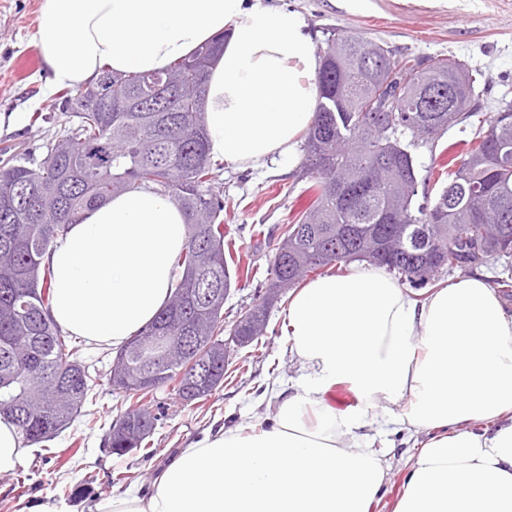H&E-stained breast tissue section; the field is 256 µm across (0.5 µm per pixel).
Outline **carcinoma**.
<instances>
[{
    "label": "carcinoma",
    "instance_id": "carcinoma-1",
    "mask_svg": "<svg viewBox=\"0 0 512 512\" xmlns=\"http://www.w3.org/2000/svg\"><path fill=\"white\" fill-rule=\"evenodd\" d=\"M318 47V106L303 144L308 202L290 209L266 289L292 288L327 266L369 261L416 288L443 269L512 254V104L489 119L486 132L440 152L447 181L418 204L411 148L432 142L468 112L476 79L464 64L440 56L397 60L383 45L325 32ZM223 41L152 73L104 69L96 80L68 89L47 109L70 112L65 130L37 167L0 149V415L25 439L56 436L81 412L97 377L80 360V346L50 316L52 271L45 255L79 214L135 186L175 200L187 224V244L175 257L169 298L144 329L116 352L111 387L132 400L110 431L108 447L124 455L142 447L159 420L144 403L162 386L185 404L207 399L224 382V292L252 274L224 241V202L214 193L204 118L209 70ZM394 73L396 109L385 129L373 111L374 66ZM194 80V102L178 84ZM447 103L429 101L435 85ZM440 252L424 269L415 238ZM272 303L263 300L234 321L241 336H260ZM149 336H171L185 361L147 363L132 348Z\"/></svg>",
    "mask_w": 512,
    "mask_h": 512
}]
</instances>
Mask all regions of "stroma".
Listing matches in <instances>:
<instances>
[{"label":"stroma","instance_id":"stroma-1","mask_svg":"<svg viewBox=\"0 0 512 512\" xmlns=\"http://www.w3.org/2000/svg\"><path fill=\"white\" fill-rule=\"evenodd\" d=\"M269 4L298 13L314 44L324 40L327 28L352 31L380 42L396 58L442 55L465 62L477 79L472 117L451 126L435 145L414 148L419 180L430 192L440 183L430 177L435 156L448 143L472 138L479 121L512 103V0H371L366 11L347 9L334 0H268ZM42 0H0V148L10 146L32 163H40L50 144L73 124L70 113L48 111L56 90L47 89L43 70L33 71L24 83L10 79L17 58L35 46ZM300 159L275 160L252 171L222 166L216 185L224 200V228L250 256L254 272L240 290L224 302L227 320L256 303L267 285V268L284 231V216L303 202L304 181L299 180ZM287 300L274 304L264 336L257 347L231 348L233 363L246 371L226 374L224 384L204 406L183 405L170 389H158L155 399L164 407L150 438L149 449L123 456L110 452L107 441L119 415L120 394L107 383L114 350L83 347L81 360L95 369L98 384L81 414L51 441L31 445L15 473L0 476V512H20L31 502L53 497L69 504L72 512H89L102 497L124 492L110 474L129 470L137 475L133 490L147 493L159 469L176 449L197 440L220 425L253 429L265 422V397L274 387L295 379L297 367L288 352L285 311ZM388 448L391 481L379 507H392L417 453L405 434L376 422Z\"/></svg>","mask_w":512,"mask_h":512}]
</instances>
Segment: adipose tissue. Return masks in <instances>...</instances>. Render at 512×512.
Returning a JSON list of instances; mask_svg holds the SVG:
<instances>
[{"label": "adipose tissue", "mask_w": 512, "mask_h": 512, "mask_svg": "<svg viewBox=\"0 0 512 512\" xmlns=\"http://www.w3.org/2000/svg\"><path fill=\"white\" fill-rule=\"evenodd\" d=\"M223 31L206 95L211 155L253 170L292 158L320 65L296 13L264 0H43L36 40L48 87H78L106 68L163 70ZM186 241L182 210L149 188L84 212L45 257L52 319L121 347L164 306ZM285 317L300 375L276 394L271 427L206 434L148 496H106L95 512H372L390 466L365 428L393 413L427 437L393 512H512V311L484 276L419 297L385 267L356 265L294 291ZM339 382L360 408L327 402Z\"/></svg>", "instance_id": "ef3b65f1"}]
</instances>
